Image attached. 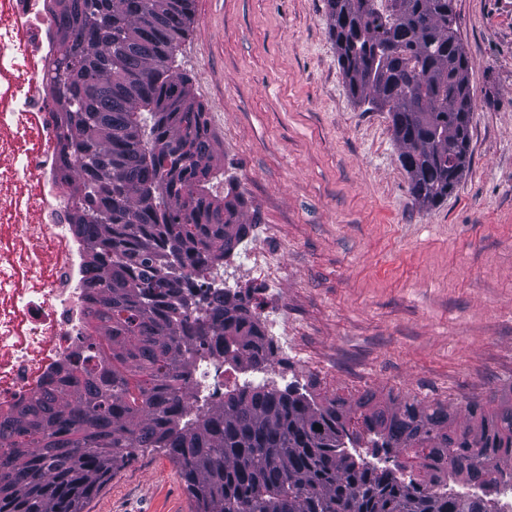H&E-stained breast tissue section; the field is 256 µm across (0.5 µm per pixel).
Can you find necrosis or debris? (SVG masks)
Segmentation results:
<instances>
[{"instance_id": "necrosis-or-debris-1", "label": "necrosis or debris", "mask_w": 512, "mask_h": 512, "mask_svg": "<svg viewBox=\"0 0 512 512\" xmlns=\"http://www.w3.org/2000/svg\"><path fill=\"white\" fill-rule=\"evenodd\" d=\"M56 24L41 0H0V408L26 402L62 377L89 339L87 241L72 226L76 201L59 171L60 127L45 63ZM28 136L40 151L16 152ZM239 366L200 348L190 390L219 403Z\"/></svg>"}]
</instances>
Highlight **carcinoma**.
<instances>
[{
	"label": "carcinoma",
	"instance_id": "obj_1",
	"mask_svg": "<svg viewBox=\"0 0 512 512\" xmlns=\"http://www.w3.org/2000/svg\"><path fill=\"white\" fill-rule=\"evenodd\" d=\"M54 10L48 88L62 130L59 168L91 245L90 315L105 331L79 373L0 413V512H82L139 448H166L196 512H497L370 469L365 446L434 459L430 483L498 489L512 477V401L457 411L365 392L324 404L293 385L244 384L180 425L194 343L259 370L275 347L243 292L194 289L249 238L231 178L206 184L216 138L189 78L170 62L195 0H66ZM328 35L352 97L391 115L419 208L448 197L471 144L470 63L448 0H325Z\"/></svg>",
	"mask_w": 512,
	"mask_h": 512
}]
</instances>
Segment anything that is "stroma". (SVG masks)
<instances>
[{"label":"stroma","mask_w":512,"mask_h":512,"mask_svg":"<svg viewBox=\"0 0 512 512\" xmlns=\"http://www.w3.org/2000/svg\"><path fill=\"white\" fill-rule=\"evenodd\" d=\"M471 61V158L414 205L388 113L341 74L324 0H195L175 53L236 177L255 244L284 267L294 354L277 387L316 402L451 408L512 388V0H455ZM83 512H196L163 448H141Z\"/></svg>","instance_id":"35a3bbf8"}]
</instances>
